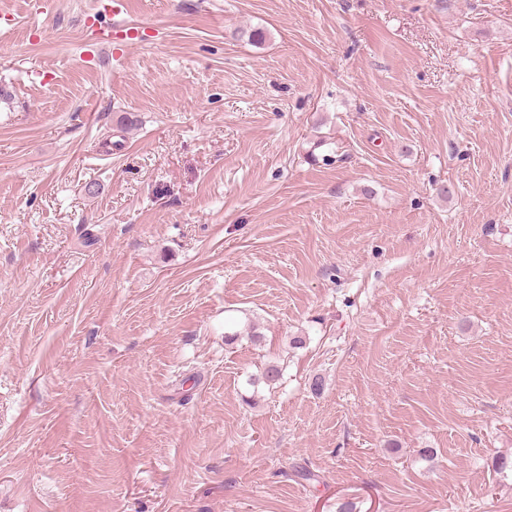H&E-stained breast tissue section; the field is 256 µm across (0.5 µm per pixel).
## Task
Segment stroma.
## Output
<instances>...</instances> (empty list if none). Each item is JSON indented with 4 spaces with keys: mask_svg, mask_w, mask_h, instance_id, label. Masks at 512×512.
Returning a JSON list of instances; mask_svg holds the SVG:
<instances>
[{
    "mask_svg": "<svg viewBox=\"0 0 512 512\" xmlns=\"http://www.w3.org/2000/svg\"><path fill=\"white\" fill-rule=\"evenodd\" d=\"M38 2L0 512H512V0Z\"/></svg>",
    "mask_w": 512,
    "mask_h": 512,
    "instance_id": "35a3bbf8",
    "label": "stroma"
}]
</instances>
